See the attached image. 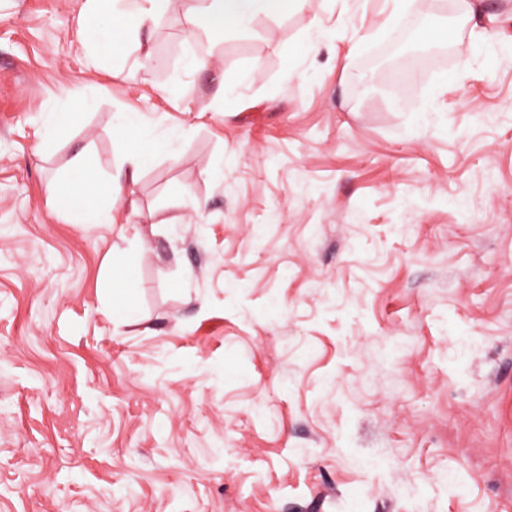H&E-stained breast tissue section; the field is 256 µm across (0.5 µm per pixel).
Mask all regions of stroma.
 <instances>
[{
  "label": "stroma",
  "instance_id": "1",
  "mask_svg": "<svg viewBox=\"0 0 512 512\" xmlns=\"http://www.w3.org/2000/svg\"><path fill=\"white\" fill-rule=\"evenodd\" d=\"M386 10L172 0L93 69L85 0H0V512H512V0ZM124 112L189 135L83 227L47 186ZM185 16L193 30H203L213 36L217 23L226 27L247 28L261 14L268 13L278 0H186ZM132 269L128 265L120 262L112 264V303L113 307H120L124 302V293L126 288H119V281H122V287L131 279Z\"/></svg>",
  "mask_w": 512,
  "mask_h": 512
}]
</instances>
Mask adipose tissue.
Returning a JSON list of instances; mask_svg holds the SVG:
<instances>
[{"mask_svg":"<svg viewBox=\"0 0 512 512\" xmlns=\"http://www.w3.org/2000/svg\"><path fill=\"white\" fill-rule=\"evenodd\" d=\"M169 0H87L89 13L108 12L114 24L125 31L123 39L111 41L110 32L94 27L85 32L92 47L111 42L112 53L123 56L138 54L142 67L154 65L155 59L147 47V35L152 30ZM276 0H185V16L192 28L216 34L218 22L236 28H247L259 15L268 13ZM114 128L118 141L124 147L121 177L111 180L92 169L84 156H77L75 172L53 182L49 196L54 200L74 201L89 227H99L112 221V210L122 195L124 186L139 180L144 158L150 145L162 144L166 151H173L179 132L156 135L151 124L145 121L129 123L125 114H118Z\"/></svg>","mask_w":512,"mask_h":512,"instance_id":"1","label":"adipose tissue"}]
</instances>
